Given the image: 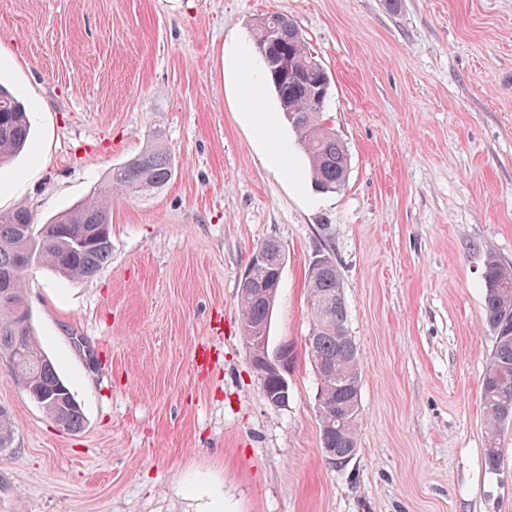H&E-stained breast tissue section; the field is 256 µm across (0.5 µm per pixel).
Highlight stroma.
Wrapping results in <instances>:
<instances>
[{
	"mask_svg": "<svg viewBox=\"0 0 512 512\" xmlns=\"http://www.w3.org/2000/svg\"><path fill=\"white\" fill-rule=\"evenodd\" d=\"M292 19L331 76L322 121L346 143L344 190L317 192L254 28ZM0 84L30 116L0 168V212L41 224L158 144L175 172L112 199V258L92 279L36 266V335L85 414L64 430L0 358V512H512V424L484 464L487 252L512 263V0H0ZM285 252L271 405L240 333L253 250ZM335 261L359 348L353 460L321 448L306 339L309 264Z\"/></svg>",
	"mask_w": 512,
	"mask_h": 512,
	"instance_id": "stroma-1",
	"label": "stroma"
}]
</instances>
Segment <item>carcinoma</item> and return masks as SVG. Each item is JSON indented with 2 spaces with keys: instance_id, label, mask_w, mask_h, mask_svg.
<instances>
[{
  "instance_id": "cac0c4a2",
  "label": "carcinoma",
  "mask_w": 512,
  "mask_h": 512,
  "mask_svg": "<svg viewBox=\"0 0 512 512\" xmlns=\"http://www.w3.org/2000/svg\"><path fill=\"white\" fill-rule=\"evenodd\" d=\"M270 32H256V52L264 64L265 77L273 87L298 144L305 154L312 183L321 193H335L346 182L349 157L344 143L323 125L321 114L331 91L329 74L312 56L306 36L288 16L268 15ZM30 135L24 104L0 86V164L23 149ZM173 161L163 149L146 150L112 168L108 185L45 224H35L29 213L17 208L0 212V355L9 359L27 393L37 392L35 402L68 431L84 425V414L68 384L42 350L25 299V274L15 270L19 255L29 252L32 265H45L68 279H89L103 268L112 254V239H95L105 225L112 226V196L143 194L170 181ZM483 323L493 338V349L481 383V400L486 416L485 466L496 470L502 448L499 436L505 424L503 411L512 419V265L488 253L482 272ZM309 308L312 319L310 353L314 366L330 364L335 374L321 385L327 403L319 414L329 426L321 442L341 456L356 453L360 414L358 349L344 334L346 304L336 300L343 284L336 263L309 278ZM275 295L239 298L241 333L253 336L267 331ZM351 409L350 420L336 422L338 407ZM11 418L0 409V453L11 447Z\"/></svg>"
}]
</instances>
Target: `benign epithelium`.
<instances>
[{"instance_id": "7a95c632", "label": "benign epithelium", "mask_w": 512, "mask_h": 512, "mask_svg": "<svg viewBox=\"0 0 512 512\" xmlns=\"http://www.w3.org/2000/svg\"><path fill=\"white\" fill-rule=\"evenodd\" d=\"M270 250L283 252L278 243L269 241L260 245L252 253L240 284L242 291L250 294L257 293V289L253 288L254 275L257 268L264 261L266 253ZM247 347L250 364L259 376L265 398L275 406L285 405L288 402L286 374L294 357L293 347L284 344L272 357L268 352L267 336L265 335L249 337Z\"/></svg>"}]
</instances>
